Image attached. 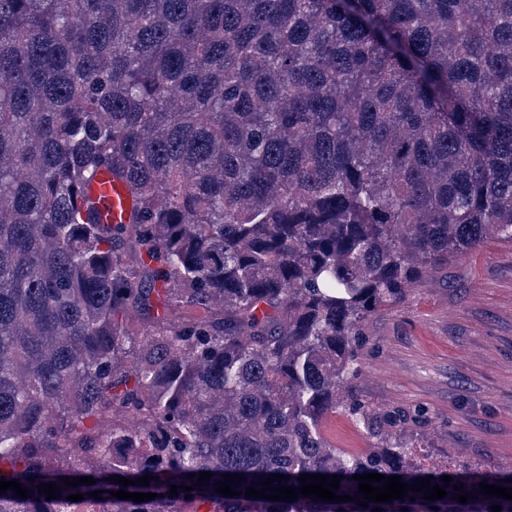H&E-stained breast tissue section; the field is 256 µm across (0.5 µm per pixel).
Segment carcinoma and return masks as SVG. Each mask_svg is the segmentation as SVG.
Here are the masks:
<instances>
[{
    "label": "carcinoma",
    "instance_id": "carcinoma-1",
    "mask_svg": "<svg viewBox=\"0 0 512 512\" xmlns=\"http://www.w3.org/2000/svg\"><path fill=\"white\" fill-rule=\"evenodd\" d=\"M489 234L512 239V0H0V477L27 488L0 512H459L455 484L512 512L473 499L512 481L410 466L406 420L339 396L365 320ZM338 408L383 451L326 443ZM304 473L448 495H243ZM91 195L99 208L103 224L124 223L130 210V200L119 188H114L112 179L102 174L92 185Z\"/></svg>",
    "mask_w": 512,
    "mask_h": 512
}]
</instances>
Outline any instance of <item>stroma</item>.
I'll return each mask as SVG.
<instances>
[{"mask_svg":"<svg viewBox=\"0 0 512 512\" xmlns=\"http://www.w3.org/2000/svg\"><path fill=\"white\" fill-rule=\"evenodd\" d=\"M351 391L415 419L403 440L411 464L512 472V240L487 236L448 267L426 272L366 324ZM325 439L356 457L378 442L344 410Z\"/></svg>","mask_w":512,"mask_h":512,"instance_id":"35a3bbf8","label":"stroma"}]
</instances>
